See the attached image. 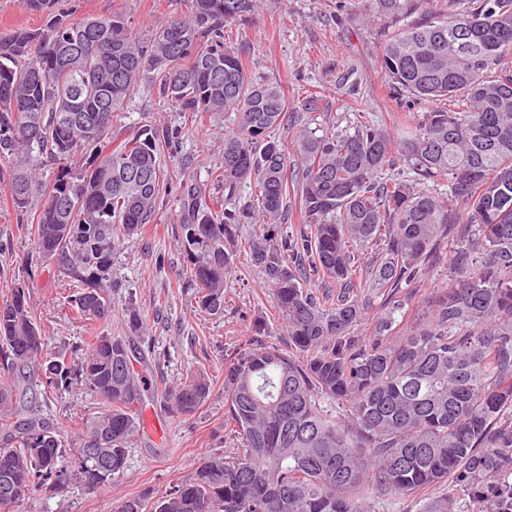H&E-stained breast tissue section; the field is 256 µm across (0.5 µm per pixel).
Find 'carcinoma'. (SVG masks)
<instances>
[{
  "label": "carcinoma",
  "instance_id": "1",
  "mask_svg": "<svg viewBox=\"0 0 512 512\" xmlns=\"http://www.w3.org/2000/svg\"><path fill=\"white\" fill-rule=\"evenodd\" d=\"M182 2L142 34L123 13L73 18L58 0H21L48 24L0 35V185L21 212L43 197L27 225L28 274L63 267L80 319L105 320L114 251L175 188V243L200 309L224 314L250 224L249 264L288 336L269 345L258 327L220 362L236 451L204 456L160 497L117 512H411L413 493L445 484L422 512H512V0H357L378 25L390 92L436 103L399 113L391 130L363 115L312 128L280 84L252 79L227 34L259 0ZM143 83L194 121L234 115L207 173L220 205L161 162L184 127L128 135L118 124ZM285 127L291 159L275 137ZM41 158L58 166L48 186ZM440 181L448 201L429 188ZM247 182L256 211L241 203ZM292 205L301 224L290 231ZM450 251L448 284L400 326ZM126 317L127 335L53 355L25 282L0 304V512L75 484L101 489L126 468L149 392L134 364L140 311ZM368 319L372 335H354ZM76 386L102 406L66 444L42 407ZM211 391L200 370L163 399L184 416Z\"/></svg>",
  "mask_w": 512,
  "mask_h": 512
}]
</instances>
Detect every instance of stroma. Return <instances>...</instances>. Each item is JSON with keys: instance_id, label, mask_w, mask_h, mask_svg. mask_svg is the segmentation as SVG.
I'll return each instance as SVG.
<instances>
[{"instance_id": "35a3bbf8", "label": "stroma", "mask_w": 512, "mask_h": 512, "mask_svg": "<svg viewBox=\"0 0 512 512\" xmlns=\"http://www.w3.org/2000/svg\"><path fill=\"white\" fill-rule=\"evenodd\" d=\"M76 16H109L123 12L134 29L147 30L181 7L179 0H62ZM234 43L248 60L251 76L281 84L290 106L303 110L311 125L352 124L358 113L388 123L395 112L380 71L379 42L373 29L348 18H337L336 0H263L257 13L232 30ZM350 72L359 89L351 100L338 75ZM315 109H305L308 98ZM127 129L149 121L171 125L182 122L179 113L148 87H141L120 114ZM225 121L203 119L185 129L175 152H163L170 169L206 182L207 170L224 153ZM179 214L176 193L165 196L152 224L125 239L112 263V315L87 328L66 316L62 304L74 284L61 267L50 264L27 276L24 257L33 241L24 226L28 214L15 210L0 188V302L11 296L15 281L27 280L29 303L50 347L66 349L90 332L121 336L127 305L139 309L150 348L144 373L154 388L143 406L145 431L136 437L123 473L92 492L73 486L63 497L37 494L17 512H114L125 500L149 494L160 496L174 480L191 473L201 457L212 451H232L224 435V377L218 365L222 355L251 336L256 319L264 321L267 342L284 345L286 331L274 312L272 292L256 269L227 278V306L211 316L198 307L195 290L185 273V261L173 239ZM204 368L213 373V391L194 414H169L161 394L187 371ZM97 399L77 387L53 399L50 418L62 422L65 439H72L82 416L95 412Z\"/></svg>"}]
</instances>
